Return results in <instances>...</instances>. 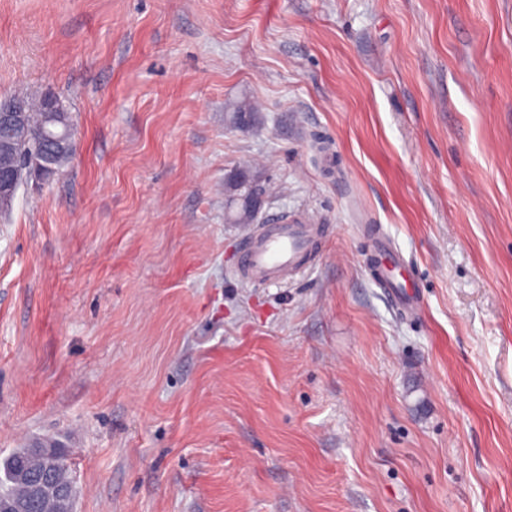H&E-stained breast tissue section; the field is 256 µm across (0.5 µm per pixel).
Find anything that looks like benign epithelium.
Listing matches in <instances>:
<instances>
[{"mask_svg":"<svg viewBox=\"0 0 512 512\" xmlns=\"http://www.w3.org/2000/svg\"><path fill=\"white\" fill-rule=\"evenodd\" d=\"M45 121L49 122L53 136L39 139L29 151L27 162L12 165L0 164V210L11 207V201L19 188L30 180H47L52 174L51 161L58 151L72 152L76 149V132L73 120L66 119L65 109L59 97L47 92L42 99ZM28 106L19 96L0 99V153L13 150V134L25 126ZM34 491L43 497L61 502L66 492L59 487L47 470H38L34 477Z\"/></svg>","mask_w":512,"mask_h":512,"instance_id":"7a95c632","label":"benign epithelium"}]
</instances>
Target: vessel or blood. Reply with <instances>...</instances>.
<instances>
[{
  "instance_id": "b4317fda",
  "label": "vessel or blood",
  "mask_w": 512,
  "mask_h": 512,
  "mask_svg": "<svg viewBox=\"0 0 512 512\" xmlns=\"http://www.w3.org/2000/svg\"><path fill=\"white\" fill-rule=\"evenodd\" d=\"M320 238L319 225L310 219L277 215L249 235L239 252V272L253 283L283 285L290 273L305 268Z\"/></svg>"
}]
</instances>
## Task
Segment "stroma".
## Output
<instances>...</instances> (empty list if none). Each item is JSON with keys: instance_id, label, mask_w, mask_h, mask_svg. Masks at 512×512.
<instances>
[{"instance_id": "1", "label": "stroma", "mask_w": 512, "mask_h": 512, "mask_svg": "<svg viewBox=\"0 0 512 512\" xmlns=\"http://www.w3.org/2000/svg\"><path fill=\"white\" fill-rule=\"evenodd\" d=\"M48 90L0 461L61 445L75 512H512V0H0V97ZM242 167L325 229L288 285L236 275Z\"/></svg>"}]
</instances>
